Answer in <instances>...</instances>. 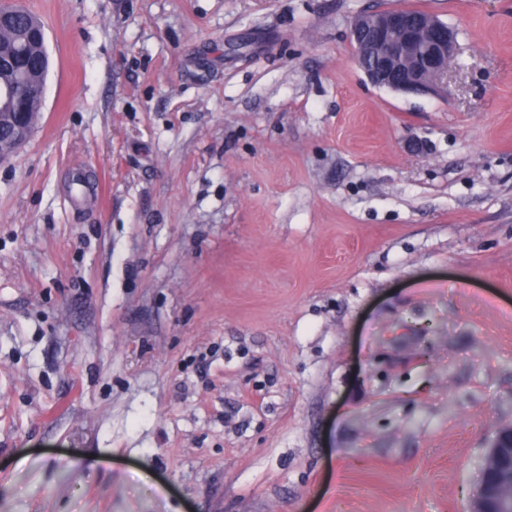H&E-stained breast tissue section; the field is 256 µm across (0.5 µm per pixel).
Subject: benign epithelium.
Instances as JSON below:
<instances>
[{
  "label": "benign epithelium",
  "mask_w": 512,
  "mask_h": 512,
  "mask_svg": "<svg viewBox=\"0 0 512 512\" xmlns=\"http://www.w3.org/2000/svg\"><path fill=\"white\" fill-rule=\"evenodd\" d=\"M398 16L394 13L373 11L364 15L363 22H354L352 38L356 46H363L362 37L372 33L379 37L385 66L406 70L401 80H383L382 76L366 69L364 74L376 86L401 93L439 92L448 86V65L457 50L456 35L448 25L428 15L422 24L421 37L426 49L417 46L418 37L395 39ZM28 81L0 85V105L13 108L12 134L8 138L11 150L18 149L29 138L33 128ZM471 512H512V427L496 430L486 454Z\"/></svg>",
  "instance_id": "obj_1"
}]
</instances>
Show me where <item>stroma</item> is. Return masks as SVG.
Wrapping results in <instances>:
<instances>
[{
	"instance_id": "1",
	"label": "stroma",
	"mask_w": 512,
	"mask_h": 512,
	"mask_svg": "<svg viewBox=\"0 0 512 512\" xmlns=\"http://www.w3.org/2000/svg\"><path fill=\"white\" fill-rule=\"evenodd\" d=\"M0 512H469L512 426V0H13ZM453 29L448 88L350 29ZM20 12L16 14H7L9 17L0 23V56L5 55L13 49L16 33L19 30H32L35 25H42L27 10L20 8ZM394 11L401 18L404 26L412 24L425 11L409 8L386 9ZM398 16L395 13L373 11L362 16L364 21L353 24L352 38L356 47L363 46L362 37L372 33L379 37L378 46L383 49V60L386 69L390 65L404 68L407 76L401 80L388 78L364 68L366 77L376 86L388 88L401 93L440 92L448 86V65L457 50L456 35L447 24L428 15L422 24L421 36L425 38L427 47L421 50L417 46L419 36L396 40ZM36 85L22 80L18 83L0 85V106L3 104L13 108L15 112H8L12 119V134L8 143L13 152L23 145L29 138L34 123L31 122V112L41 111V101L32 100V107L28 112L31 100L29 90ZM40 117V113H39Z\"/></svg>"
}]
</instances>
